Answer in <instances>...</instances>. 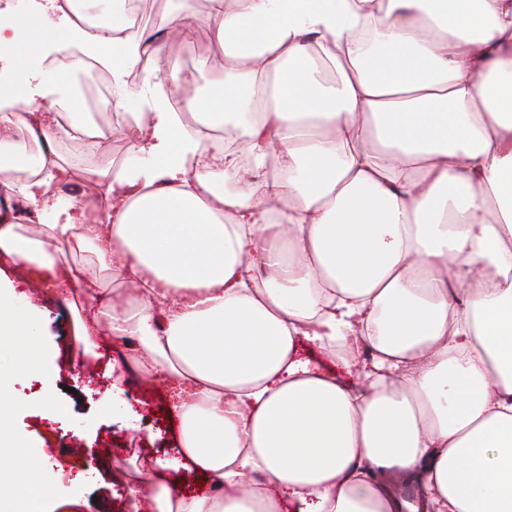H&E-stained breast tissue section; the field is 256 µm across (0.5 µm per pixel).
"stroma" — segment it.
<instances>
[{
	"mask_svg": "<svg viewBox=\"0 0 512 512\" xmlns=\"http://www.w3.org/2000/svg\"><path fill=\"white\" fill-rule=\"evenodd\" d=\"M19 306L37 310L30 331L43 344L39 370H15L18 347L0 338V376L9 380L6 395L14 409L19 451L32 452L33 463L17 466L18 478L36 474L42 495L41 512H67L62 503L79 500L77 512H130L125 488L111 472L117 464L137 458L143 469L172 453L178 430L164 392L116 369L105 375L93 358L78 354L67 338L73 315L64 295L20 287ZM140 416L137 429L125 424L127 409ZM80 443L77 451L64 440Z\"/></svg>",
	"mask_w": 512,
	"mask_h": 512,
	"instance_id": "stroma-1",
	"label": "stroma"
}]
</instances>
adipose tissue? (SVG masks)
Instances as JSON below:
<instances>
[{"label":"adipose tissue","mask_w":512,"mask_h":512,"mask_svg":"<svg viewBox=\"0 0 512 512\" xmlns=\"http://www.w3.org/2000/svg\"><path fill=\"white\" fill-rule=\"evenodd\" d=\"M213 88L177 82L201 123L241 130L247 160L127 81L149 48L0 12L12 77L0 169L44 143L42 174L0 184V260L88 306L78 340L134 344L176 390L190 494L125 470L154 512H512V0H217ZM80 47L112 73L138 163L59 208L60 112ZM53 109L45 111L41 99ZM371 346L360 359L362 346ZM424 495L407 506L400 481Z\"/></svg>","instance_id":"obj_1"}]
</instances>
